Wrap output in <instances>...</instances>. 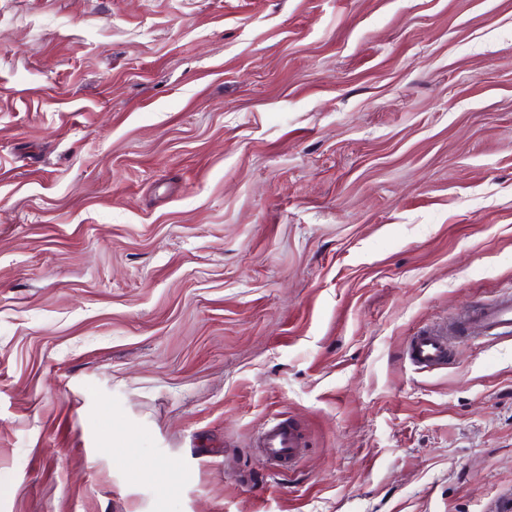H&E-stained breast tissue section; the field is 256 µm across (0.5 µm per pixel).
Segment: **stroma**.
<instances>
[{
    "instance_id": "stroma-1",
    "label": "stroma",
    "mask_w": 512,
    "mask_h": 512,
    "mask_svg": "<svg viewBox=\"0 0 512 512\" xmlns=\"http://www.w3.org/2000/svg\"><path fill=\"white\" fill-rule=\"evenodd\" d=\"M509 287L512 0H0V512H496ZM508 334L512 335L511 289L451 325L449 333L427 330L412 336L407 346V358L416 369H438L448 361V335L476 339ZM303 445L300 433L280 420L266 422L259 431V458L271 466L291 462Z\"/></svg>"
}]
</instances>
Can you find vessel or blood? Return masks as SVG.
I'll list each match as a JSON object with an SVG mask.
<instances>
[{"mask_svg":"<svg viewBox=\"0 0 512 512\" xmlns=\"http://www.w3.org/2000/svg\"><path fill=\"white\" fill-rule=\"evenodd\" d=\"M508 334L512 335L511 290L473 310L451 325L448 332L427 330L412 336L407 346V358L415 368L438 369L448 361L449 337L476 339ZM303 445L300 433L280 420L266 422L259 431V457L272 466L294 460Z\"/></svg>","mask_w":512,"mask_h":512,"instance_id":"b4317fda","label":"vessel or blood"}]
</instances>
